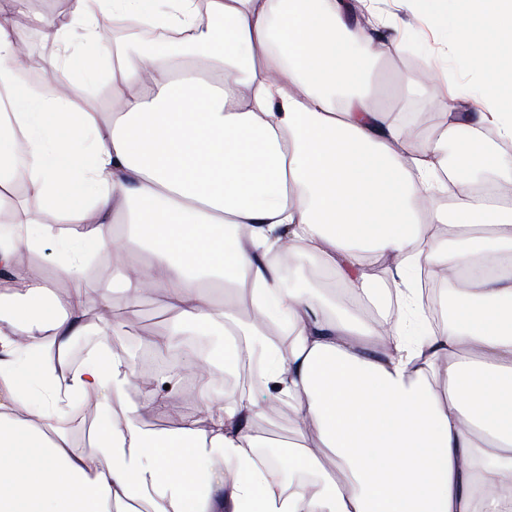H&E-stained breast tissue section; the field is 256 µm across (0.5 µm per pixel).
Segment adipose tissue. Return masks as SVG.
<instances>
[{
  "label": "adipose tissue",
  "mask_w": 512,
  "mask_h": 512,
  "mask_svg": "<svg viewBox=\"0 0 512 512\" xmlns=\"http://www.w3.org/2000/svg\"><path fill=\"white\" fill-rule=\"evenodd\" d=\"M424 2L438 14L464 4L449 50L481 75L450 85L444 122L424 138L364 91L358 49L380 56L403 39L376 38L353 0H74L66 24L39 23L64 48L111 50L108 123L76 107L79 84L48 95L20 82L23 43L0 8V222L17 214L21 180L43 209L0 233V512H139L156 501L160 512H512V205L471 176L492 157L512 181V155L474 134L465 170L448 167L462 130L489 125L512 141V0ZM108 15L174 36L111 43ZM187 57L215 74L176 79L172 64ZM467 97L479 111H458ZM451 184L450 210L440 194ZM59 223L74 233L58 237ZM56 237L66 297L43 280L16 286V258ZM136 247L150 261H131ZM285 249L315 257L335 289H281ZM101 251L130 299L163 300L170 324L149 339L153 351L185 332L223 334L224 356L195 358L210 373L245 344L266 362L263 389L318 444L255 460L271 442L251 429L258 401L238 393L206 401V429H147L143 405L167 409L169 393L126 402L134 366L104 343L72 365L71 339L86 329L84 260ZM386 260L403 314L377 321L338 306L336 288L367 297L372 265ZM421 268L460 283L437 335L406 313ZM242 293L247 322L233 312ZM280 326L285 352L266 337ZM74 395L102 412L125 401V415L74 445L53 424ZM288 469L308 477L285 484Z\"/></svg>",
  "instance_id": "obj_1"
}]
</instances>
